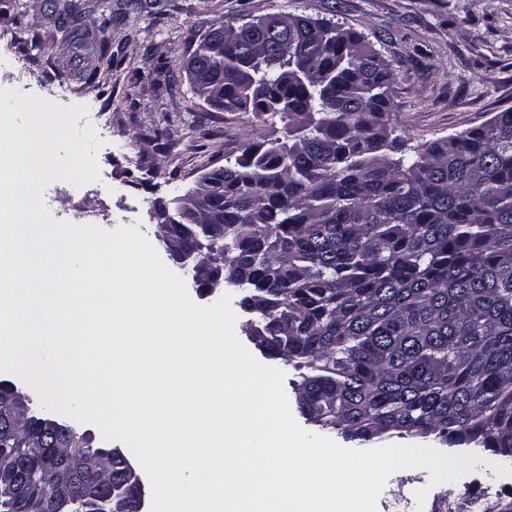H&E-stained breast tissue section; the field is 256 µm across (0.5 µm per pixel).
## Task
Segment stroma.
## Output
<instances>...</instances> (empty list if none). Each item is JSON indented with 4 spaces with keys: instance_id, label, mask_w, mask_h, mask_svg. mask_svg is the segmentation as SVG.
I'll return each mask as SVG.
<instances>
[{
    "instance_id": "obj_1",
    "label": "stroma",
    "mask_w": 512,
    "mask_h": 512,
    "mask_svg": "<svg viewBox=\"0 0 512 512\" xmlns=\"http://www.w3.org/2000/svg\"><path fill=\"white\" fill-rule=\"evenodd\" d=\"M64 2L0 0V82L44 99L67 88L68 105L108 118L98 180L79 187L58 180L43 192L60 222L85 223V210L94 208L104 216L102 229L135 226L156 242L153 201L184 196L248 140L283 136L280 118L224 112L195 94L186 64L222 25L288 12L362 33L393 72V124L412 146L512 107V0H83L76 24L91 40L81 50L68 40L74 23L62 13ZM107 13L112 23L105 28ZM100 36L114 55L109 69L98 60ZM34 38L44 45L41 54L30 50ZM482 457L458 480L436 486L428 470L394 472L376 512H465L464 503L490 483L500 488L499 502L512 501V476L490 470L492 452Z\"/></svg>"
}]
</instances>
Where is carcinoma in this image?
Returning <instances> with one entry per match:
<instances>
[{
  "label": "carcinoma",
  "mask_w": 512,
  "mask_h": 512,
  "mask_svg": "<svg viewBox=\"0 0 512 512\" xmlns=\"http://www.w3.org/2000/svg\"><path fill=\"white\" fill-rule=\"evenodd\" d=\"M195 54L220 109L278 116L287 140L244 144L210 190L220 224H170L162 245L224 261L252 338L307 369L306 421L347 442L394 436L490 450L512 465V109L393 157L394 77L365 37L289 13L224 30ZM0 422V470L51 469L76 487L81 434L28 410ZM0 486V512H20Z\"/></svg>",
  "instance_id": "cac0c4a2"
}]
</instances>
